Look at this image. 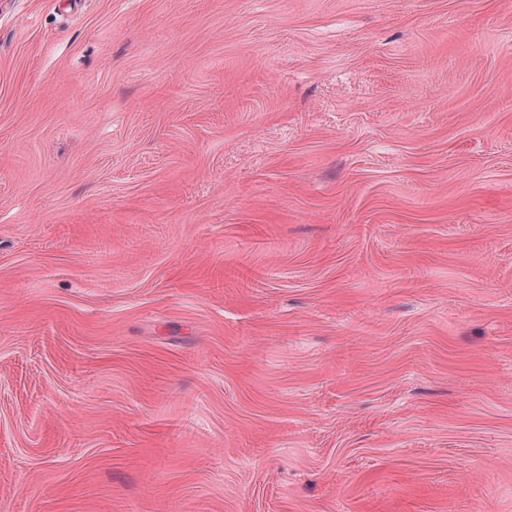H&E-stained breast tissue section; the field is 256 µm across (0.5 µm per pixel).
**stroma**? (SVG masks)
I'll list each match as a JSON object with an SVG mask.
<instances>
[{
	"instance_id": "stroma-1",
	"label": "stroma",
	"mask_w": 512,
	"mask_h": 512,
	"mask_svg": "<svg viewBox=\"0 0 512 512\" xmlns=\"http://www.w3.org/2000/svg\"><path fill=\"white\" fill-rule=\"evenodd\" d=\"M0 512H512V0H0Z\"/></svg>"
}]
</instances>
